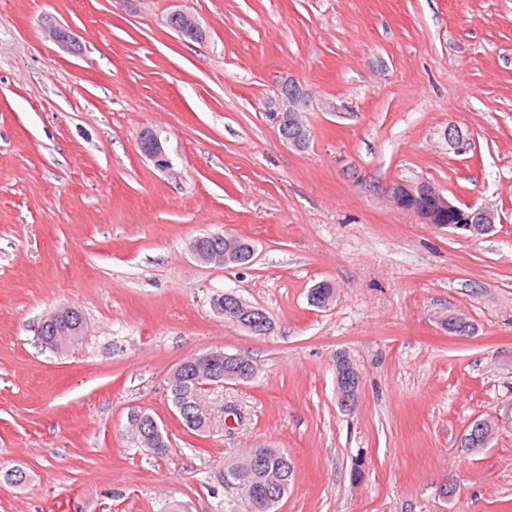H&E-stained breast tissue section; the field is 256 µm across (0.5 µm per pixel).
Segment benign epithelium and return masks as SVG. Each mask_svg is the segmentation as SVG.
I'll return each instance as SVG.
<instances>
[{
    "mask_svg": "<svg viewBox=\"0 0 512 512\" xmlns=\"http://www.w3.org/2000/svg\"><path fill=\"white\" fill-rule=\"evenodd\" d=\"M168 27L183 38L193 36L199 30L195 16L189 12L177 10L174 18L167 21ZM277 109L275 121L278 124L299 129L302 137H308L306 126L300 121V109L305 105V93L300 82L288 78L278 84L276 92ZM140 151L148 158L163 160L164 149L160 139L150 133L139 142ZM393 201L401 209L416 213L426 224H451L454 228L471 233L474 236L488 233L495 224L493 211L467 205L460 207L442 196L429 182H397L390 187ZM192 254L206 263L222 266L237 265V256L231 252L207 255L194 242ZM357 377L356 365L346 355L336 361V394L340 406L351 409L356 405L355 393L347 391L343 383L344 376ZM495 432V424L489 419H475L466 429L464 437L478 447L488 444Z\"/></svg>",
    "mask_w": 512,
    "mask_h": 512,
    "instance_id": "7a95c632",
    "label": "benign epithelium"
}]
</instances>
